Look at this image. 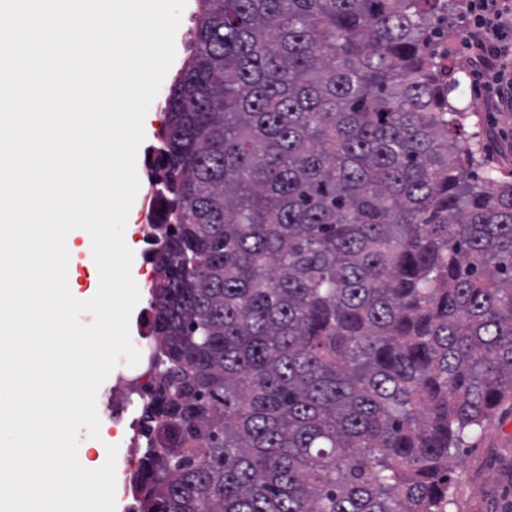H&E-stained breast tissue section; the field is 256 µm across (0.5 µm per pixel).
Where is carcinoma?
Wrapping results in <instances>:
<instances>
[{
    "mask_svg": "<svg viewBox=\"0 0 512 512\" xmlns=\"http://www.w3.org/2000/svg\"><path fill=\"white\" fill-rule=\"evenodd\" d=\"M197 0L151 225L137 512H452L512 401V172L479 177L432 18Z\"/></svg>",
    "mask_w": 512,
    "mask_h": 512,
    "instance_id": "cac0c4a2",
    "label": "carcinoma"
}]
</instances>
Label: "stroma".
I'll return each mask as SVG.
<instances>
[{
  "instance_id": "1",
  "label": "stroma",
  "mask_w": 512,
  "mask_h": 512,
  "mask_svg": "<svg viewBox=\"0 0 512 512\" xmlns=\"http://www.w3.org/2000/svg\"><path fill=\"white\" fill-rule=\"evenodd\" d=\"M466 9L449 16L441 38L448 53L446 63L450 79L457 83L450 99L470 112L467 131L480 132L489 166L512 170V112H505L495 91L471 76L467 49L461 38L466 25ZM167 120L163 97L151 103L144 121L145 139L137 152V172L141 186L131 207L125 241L134 253L132 276L139 288H146L156 278V268L148 259L147 218L144 198L150 168L148 159L155 136ZM100 436L89 439V459H96L100 448H118L116 462V512H132L135 502L128 495L126 476L139 465L138 456L130 452L132 428L112 426L106 408H99ZM454 487L456 504L453 512H512V405L489 422L481 438L473 440L458 459Z\"/></svg>"
}]
</instances>
